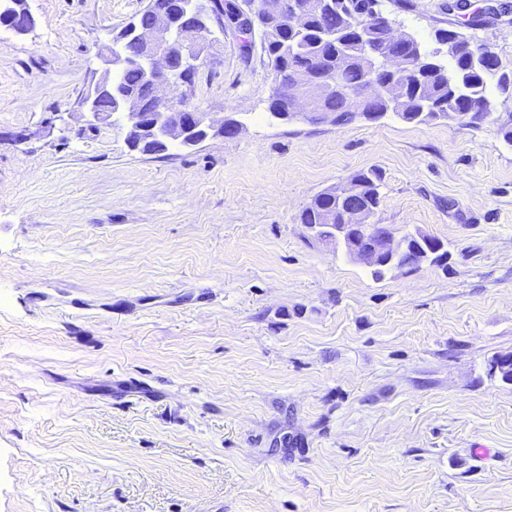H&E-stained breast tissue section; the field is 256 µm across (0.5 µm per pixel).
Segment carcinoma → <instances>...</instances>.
Returning a JSON list of instances; mask_svg holds the SVG:
<instances>
[{"label": "carcinoma", "mask_w": 512, "mask_h": 512, "mask_svg": "<svg viewBox=\"0 0 512 512\" xmlns=\"http://www.w3.org/2000/svg\"><path fill=\"white\" fill-rule=\"evenodd\" d=\"M261 5L262 46L274 74L288 72L305 78L300 90L308 92L325 79L332 80L327 91L318 95L316 107L339 113L348 123L361 112L356 96L367 80L369 71L377 74L380 87L370 111L383 115L391 112L403 121L424 122L437 115L465 117L489 99L487 90L494 87L507 91L512 79L485 64L488 46L477 45L472 37L459 30H441L435 41L448 38V55L454 62L447 68L440 60L438 48L428 47L417 38L408 44L410 66L390 70L386 66L390 45L383 30L367 16L371 0H315L316 7L304 27L294 29L284 17L263 6L265 0H245ZM135 93L142 111L157 112L159 105L152 84L140 64L126 66L117 74L112 95L101 101L103 109L112 110L113 100ZM360 183V201L371 209L380 206L382 174L377 169L354 175ZM347 204L336 197H324L316 207L303 209V224H342ZM332 214V220L326 214ZM441 250L414 254L412 268L423 264L440 265L448 257Z\"/></svg>", "instance_id": "1"}]
</instances>
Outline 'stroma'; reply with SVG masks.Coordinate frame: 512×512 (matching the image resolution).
Here are the masks:
<instances>
[{
  "label": "stroma",
  "instance_id": "35a3bbf8",
  "mask_svg": "<svg viewBox=\"0 0 512 512\" xmlns=\"http://www.w3.org/2000/svg\"><path fill=\"white\" fill-rule=\"evenodd\" d=\"M385 0L432 42L449 0ZM512 70V0H471ZM0 26V512H512V146L495 124L271 117L272 70L213 28L161 154L78 100L147 0H27ZM446 265L374 280L300 215L359 170ZM489 448L488 459L473 445ZM10 5L5 9L0 10V16L2 23L10 25L11 29L16 32H23L29 27L34 26L35 20L32 14L26 10L25 18L23 19V11L21 8V2L19 0H10ZM23 19V20H22ZM22 24L24 26H22ZM22 27V28H21ZM23 29V30H22Z\"/></svg>",
  "mask_w": 512,
  "mask_h": 512
}]
</instances>
